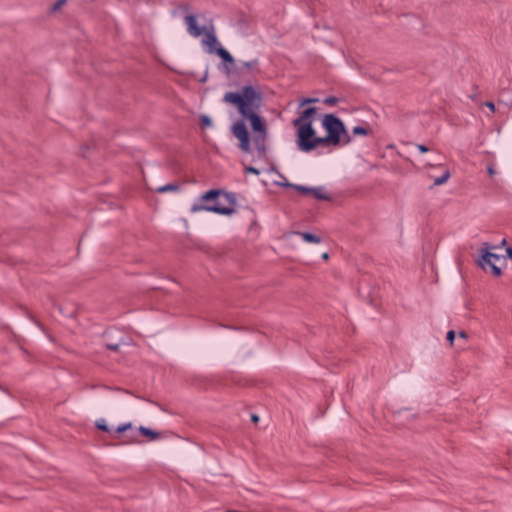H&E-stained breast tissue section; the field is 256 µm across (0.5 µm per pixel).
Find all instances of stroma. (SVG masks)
Here are the masks:
<instances>
[{
    "label": "stroma",
    "instance_id": "35a3bbf8",
    "mask_svg": "<svg viewBox=\"0 0 512 512\" xmlns=\"http://www.w3.org/2000/svg\"><path fill=\"white\" fill-rule=\"evenodd\" d=\"M511 120L512 0H0V512H512ZM490 149L494 154L498 179L504 187L512 190V121L495 132ZM161 346L170 354L193 365L202 366L212 360L210 354H220L229 349V343L224 335L216 336H160Z\"/></svg>",
    "mask_w": 512,
    "mask_h": 512
}]
</instances>
